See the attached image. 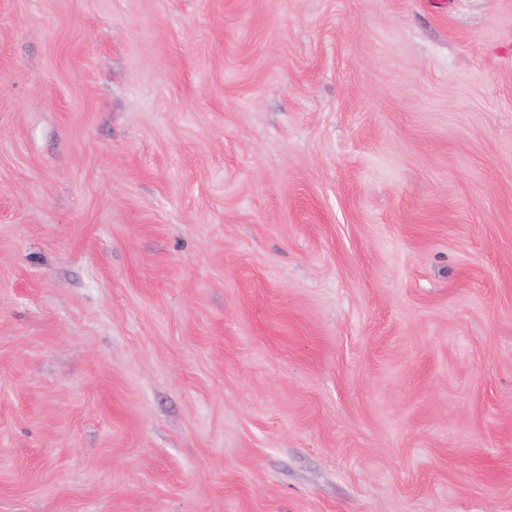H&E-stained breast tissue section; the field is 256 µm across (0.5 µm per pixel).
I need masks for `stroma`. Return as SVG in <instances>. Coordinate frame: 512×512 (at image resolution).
<instances>
[{"label":"stroma","instance_id":"obj_1","mask_svg":"<svg viewBox=\"0 0 512 512\" xmlns=\"http://www.w3.org/2000/svg\"><path fill=\"white\" fill-rule=\"evenodd\" d=\"M0 512H512V0H0Z\"/></svg>","mask_w":512,"mask_h":512}]
</instances>
